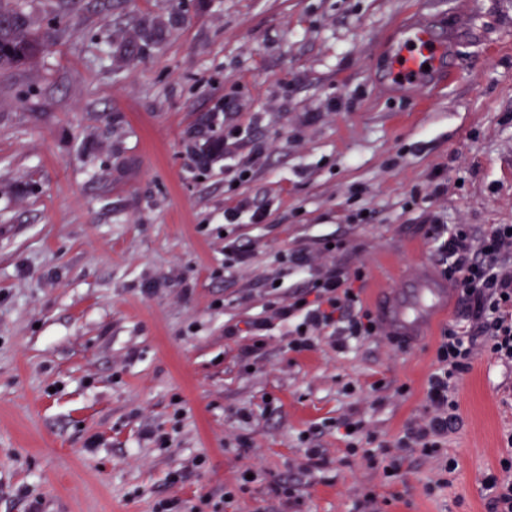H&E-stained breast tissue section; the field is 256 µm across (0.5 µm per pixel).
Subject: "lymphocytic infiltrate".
Returning a JSON list of instances; mask_svg holds the SVG:
<instances>
[{"instance_id": "obj_1", "label": "lymphocytic infiltrate", "mask_w": 512, "mask_h": 512, "mask_svg": "<svg viewBox=\"0 0 512 512\" xmlns=\"http://www.w3.org/2000/svg\"><path fill=\"white\" fill-rule=\"evenodd\" d=\"M425 236L439 274L455 288L464 306L461 318L444 328L437 340L435 366L426 381L423 416L409 426L397 448H418L427 456L443 447L458 418L460 381L479 352L512 364V224L494 225L475 236L468 225L433 215ZM363 270L348 272L324 266L309 290L296 292L269 307L273 318L294 323L289 345L310 346L314 334L329 336L336 347L349 340L378 335L380 326L364 308L354 287Z\"/></svg>"}]
</instances>
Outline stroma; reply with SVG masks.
I'll return each mask as SVG.
<instances>
[{"label": "stroma", "instance_id": "1", "mask_svg": "<svg viewBox=\"0 0 512 512\" xmlns=\"http://www.w3.org/2000/svg\"><path fill=\"white\" fill-rule=\"evenodd\" d=\"M16 7L48 48L0 73V512H491L512 365L475 359L426 457L395 444L438 331L298 353L288 324H251L318 275L327 241L337 267L365 266L371 308L431 272L430 212L477 234L512 224V0ZM419 14L447 28L456 77L410 92L375 48ZM229 126L248 137L207 161ZM441 164L448 193L431 199ZM242 197L263 223H225ZM363 208L371 222L352 223ZM228 237L249 266L225 258ZM342 418L394 448L395 478L349 453ZM448 458L450 485L428 494Z\"/></svg>", "mask_w": 512, "mask_h": 512}]
</instances>
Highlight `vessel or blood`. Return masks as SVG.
<instances>
[{
	"label": "vessel or blood",
	"mask_w": 512,
	"mask_h": 512,
	"mask_svg": "<svg viewBox=\"0 0 512 512\" xmlns=\"http://www.w3.org/2000/svg\"><path fill=\"white\" fill-rule=\"evenodd\" d=\"M451 52L445 34L423 19H414L397 29L388 46L387 77L406 88H440L452 77L448 67ZM452 297L447 284L433 276L417 280L409 291L382 294L379 311L385 333L416 342L447 312Z\"/></svg>",
	"instance_id": "1"
}]
</instances>
